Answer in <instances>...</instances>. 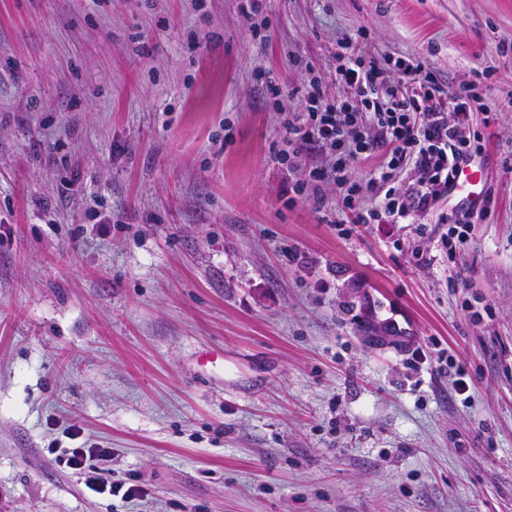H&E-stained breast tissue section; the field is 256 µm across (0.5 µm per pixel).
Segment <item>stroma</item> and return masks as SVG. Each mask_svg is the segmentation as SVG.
Listing matches in <instances>:
<instances>
[{"label": "stroma", "instance_id": "stroma-1", "mask_svg": "<svg viewBox=\"0 0 512 512\" xmlns=\"http://www.w3.org/2000/svg\"><path fill=\"white\" fill-rule=\"evenodd\" d=\"M201 2L0 0V512H512V0H260L256 36ZM343 39L489 71L462 256L447 201L378 228L288 192L302 105L256 71L341 97ZM63 455L59 461L64 460L67 467L74 470L75 473L86 475L87 485L92 491L100 494L108 492L112 496H117L121 491L122 485L109 482V479L104 476L105 468L92 463L95 460L100 461L107 457L105 449L71 448L65 449Z\"/></svg>", "mask_w": 512, "mask_h": 512}]
</instances>
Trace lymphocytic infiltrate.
I'll return each mask as SVG.
<instances>
[{
    "mask_svg": "<svg viewBox=\"0 0 512 512\" xmlns=\"http://www.w3.org/2000/svg\"><path fill=\"white\" fill-rule=\"evenodd\" d=\"M336 61L334 78L349 89L346 98H328L314 79L289 91L271 78L263 80L272 97L289 93L304 104L302 120H293L288 112L281 115L288 147L278 152V162L324 159L323 166L310 171L308 181L294 184V192L309 193L322 208L329 202L327 187H334L358 224H396L411 213L430 210L447 194L459 161L482 152L465 134L482 72H473L471 80L450 95L436 74L416 59L393 63L386 57L356 56L344 42ZM377 152L385 156L379 180L387 189L367 207L361 202V185L348 178L347 169L350 162ZM401 167L409 168L408 181L398 188L389 186L391 171ZM105 456L102 448L63 452L67 467L85 475L92 491L121 493L128 499L140 496V489L125 490L109 482L99 465Z\"/></svg>",
    "mask_w": 512,
    "mask_h": 512,
    "instance_id": "lymphocytic-infiltrate-1",
    "label": "lymphocytic infiltrate"
}]
</instances>
